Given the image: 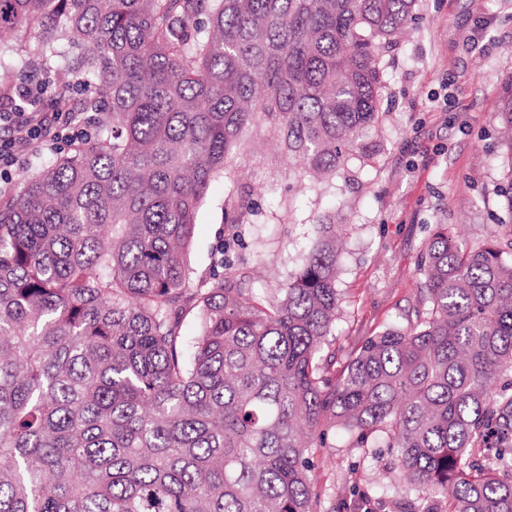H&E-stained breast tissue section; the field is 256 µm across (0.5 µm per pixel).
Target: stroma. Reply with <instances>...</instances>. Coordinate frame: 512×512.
I'll use <instances>...</instances> for the list:
<instances>
[{
    "label": "stroma",
    "instance_id": "stroma-1",
    "mask_svg": "<svg viewBox=\"0 0 512 512\" xmlns=\"http://www.w3.org/2000/svg\"><path fill=\"white\" fill-rule=\"evenodd\" d=\"M418 19L381 51L386 88L373 154L350 160L332 179L295 191L288 163L265 127L255 128L238 185L257 188L259 210L243 230L240 262L276 292L299 268L322 219L344 236L336 360L363 337L403 320L418 304V262L435 225L462 246L512 239L498 194L512 158L499 136L503 87L512 78V0H418ZM233 230L224 220V182L211 185L187 256L191 284L212 277L217 252ZM315 469L324 512H402L407 487L382 440L353 448L330 437ZM390 476L377 494L371 473Z\"/></svg>",
    "mask_w": 512,
    "mask_h": 512
}]
</instances>
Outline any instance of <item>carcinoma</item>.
<instances>
[{
	"instance_id": "obj_1",
	"label": "carcinoma",
	"mask_w": 512,
	"mask_h": 512,
	"mask_svg": "<svg viewBox=\"0 0 512 512\" xmlns=\"http://www.w3.org/2000/svg\"><path fill=\"white\" fill-rule=\"evenodd\" d=\"M417 0H0V98L53 75L45 111L90 137L0 192V512H321L328 431L379 434L408 512H512V259L438 224L414 318L341 366L336 225L276 293L231 261L265 126L335 177L377 126L383 42ZM512 172V80L501 99ZM223 272L186 253L211 183ZM195 320L197 333L189 334Z\"/></svg>"
}]
</instances>
